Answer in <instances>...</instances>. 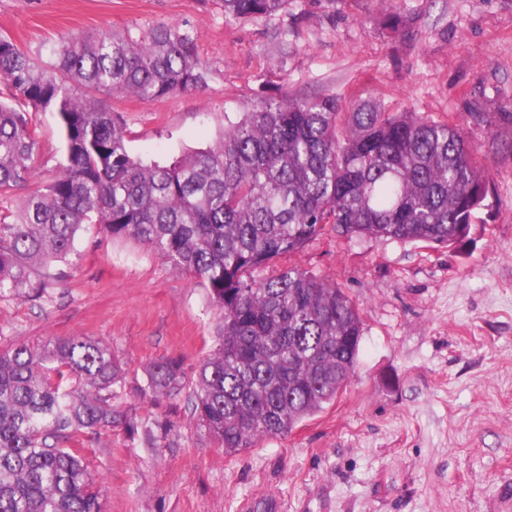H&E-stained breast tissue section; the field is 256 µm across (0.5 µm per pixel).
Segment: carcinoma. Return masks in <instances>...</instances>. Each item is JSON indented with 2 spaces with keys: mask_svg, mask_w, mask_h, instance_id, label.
Instances as JSON below:
<instances>
[{
  "mask_svg": "<svg viewBox=\"0 0 512 512\" xmlns=\"http://www.w3.org/2000/svg\"><path fill=\"white\" fill-rule=\"evenodd\" d=\"M288 0H223L258 19ZM42 61L0 37V296L39 297L49 264L95 224L150 247L206 290L220 315L213 352L193 368L194 420L235 454L283 436L336 398L354 373L363 322L335 283L276 260L330 228L342 236L450 247L491 196L459 124L393 112L373 96L244 105L212 146L168 164L130 153L101 97L197 91L208 66L186 23L134 37H64ZM55 114L67 164L29 188L36 117ZM179 360L153 363L138 398L180 393ZM126 384L103 340L56 338L0 350V512H103L83 440L112 430Z\"/></svg>",
  "mask_w": 512,
  "mask_h": 512,
  "instance_id": "obj_1",
  "label": "carcinoma"
}]
</instances>
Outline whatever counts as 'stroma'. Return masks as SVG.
<instances>
[{"instance_id": "obj_1", "label": "stroma", "mask_w": 512, "mask_h": 512, "mask_svg": "<svg viewBox=\"0 0 512 512\" xmlns=\"http://www.w3.org/2000/svg\"><path fill=\"white\" fill-rule=\"evenodd\" d=\"M288 0L268 18L225 17L221 0H0V35L37 51L61 35L193 26L205 88L106 99L134 155L167 160L211 145L226 118L264 97L367 96L461 123L493 188L457 247L325 231L278 259L337 282L364 324L353 377L285 436L225 455L193 419L192 385L157 401L122 396L151 426L87 441L104 512H512V0ZM493 116L499 138L472 115ZM33 170L65 164L56 118H37ZM43 298H0V348L84 336L107 341L127 387L163 359L194 365L219 318L203 287L161 256L87 225L55 262Z\"/></svg>"}]
</instances>
